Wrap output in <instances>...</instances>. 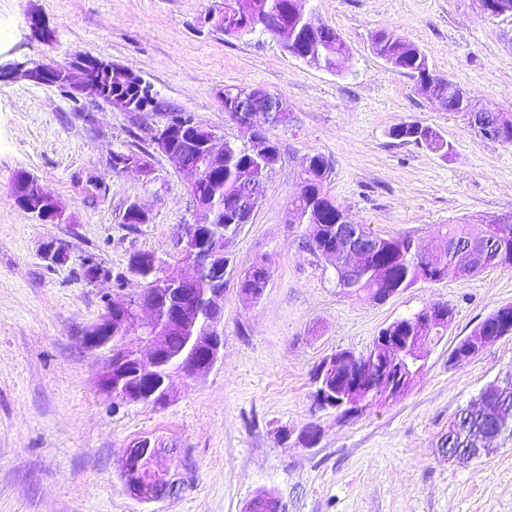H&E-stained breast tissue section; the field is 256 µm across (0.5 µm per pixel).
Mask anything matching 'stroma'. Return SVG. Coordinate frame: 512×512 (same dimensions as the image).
<instances>
[{
  "mask_svg": "<svg viewBox=\"0 0 512 512\" xmlns=\"http://www.w3.org/2000/svg\"><path fill=\"white\" fill-rule=\"evenodd\" d=\"M349 47L328 71L286 53L268 34L229 37L209 24L224 0H0V62L68 67L81 53L140 72L159 112H120L103 100L17 78L0 82V512H246L268 493L287 512H512V444L469 461L449 458L448 424L490 381L512 375V335L475 358L451 361L460 339L512 304V270L416 285L377 302L336 286L332 266L293 223L302 158L322 154L325 190L357 224L384 238L429 245L443 224L512 217V144L483 138L466 116L440 110L412 77L371 51L386 30L416 44L435 74L476 108L512 113V16L490 18L476 0H307ZM41 13L53 44L30 36ZM261 87L292 110L269 127L280 147L251 220L231 246L224 277V348L205 375L172 378L161 405L112 400L98 386L109 360L82 332L141 293L128 274L136 253L179 274L177 240L194 220L187 178L152 141L168 113L184 112L221 140L243 133L224 110L230 86ZM440 131L447 157L392 139L397 124ZM147 157L150 174L113 173V153ZM31 173L72 215L44 224L22 211L10 179ZM148 223L125 224L131 204ZM66 259H48L49 249ZM264 263L260 300L240 276ZM106 277L88 280V264ZM435 302L454 309L445 336L398 398L344 416L314 401L317 365L360 354L395 320ZM320 430L315 447L300 437ZM147 440L155 467L190 469L178 496L156 503L125 488V451Z\"/></svg>",
  "mask_w": 512,
  "mask_h": 512,
  "instance_id": "stroma-1",
  "label": "stroma"
}]
</instances>
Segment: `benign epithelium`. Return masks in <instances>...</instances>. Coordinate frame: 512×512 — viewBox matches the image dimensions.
I'll return each mask as SVG.
<instances>
[{
	"instance_id": "obj_1",
	"label": "benign epithelium",
	"mask_w": 512,
	"mask_h": 512,
	"mask_svg": "<svg viewBox=\"0 0 512 512\" xmlns=\"http://www.w3.org/2000/svg\"><path fill=\"white\" fill-rule=\"evenodd\" d=\"M481 11L486 15L493 13L504 16L512 14V0H476ZM304 22L309 33L318 34L323 25L318 23L313 14L305 13L303 0H292L287 14L276 17L270 22V28L276 33L284 51L292 52L298 43L300 30L298 24ZM30 34L44 44L54 42V31L38 13H31L26 18ZM24 78L35 84H62L72 95H83L103 98L108 95L114 84L134 80L140 84L144 79L128 68L110 60L91 54H79L74 57L70 67L59 72L47 62L39 61L32 66L22 68L0 64V80ZM418 89L434 100L442 110L461 112L466 115L471 125L486 136L499 137L506 130L512 129V114L505 112H485L475 109L466 93L455 88L453 97L443 92L444 78L415 77ZM228 108L235 111L236 123L248 134L249 142L259 151L267 165L272 166L276 161L269 159V153L264 150L265 134L254 127L252 118L258 113L267 115L269 123L283 124L288 122L290 109L280 97L260 88H252L244 96H234L228 101ZM181 141L194 151L208 159L224 156V150L215 147L216 135L207 130L203 134L195 131L177 132L165 123L155 130L153 142L156 148L177 162L186 174L188 187L196 186L201 180V172L185 165V155L172 150L176 141ZM239 183L246 188L244 195L236 200L238 212L250 219L262 195L263 182L256 180L251 172L240 174ZM20 205L30 214L38 216V220L53 224L69 222V217L63 208L47 193L33 195L19 200ZM312 249L334 265L336 279L343 288L347 284L360 282L369 274L370 259L377 250L378 236L368 230L345 221L336 225V241L327 243L322 238L310 237ZM180 252L183 259L189 262L194 270L190 278H182L168 273V262L153 254H138L131 260L130 274L134 278L146 281L144 290L137 297L117 305L110 303L107 313L96 323L83 331L84 344L92 351H103L110 358L108 370L103 374L100 385L107 394L115 393L124 402H138L141 396L137 390L126 386L130 377L151 378L158 367V362L164 348L165 337L149 335L151 321L139 318L141 308L147 306L151 310L158 309V295L174 292L184 300V306L179 307L168 317V326L173 331L188 330L196 323L197 312L195 298L196 289L201 274L221 262L224 258V243L209 250H200L189 246L185 240H180ZM454 257L462 256L465 260L464 274L472 275L494 262L502 259L501 254L489 257L488 253L475 251L473 244H466L450 252ZM224 299V289L219 288L210 293L209 304L215 312V318L210 321L207 329L193 337V346L204 348L201 360L189 361V375L199 377L210 371L218 361L224 347L221 321L223 311L219 301ZM119 315V328L127 334L131 331L140 333L142 341L149 348V354L144 355L138 350L124 346H112L113 328L112 314ZM453 318L448 313V306L432 304L424 310V318L411 336H395L394 330L400 324L396 320L384 328L374 339L368 354L375 357L385 356V352L393 350L400 359L401 374L392 379L385 374L369 376L363 367V355L351 351H339L323 360L318 365L317 374L323 376L333 372L340 373L341 383L332 389L327 384L316 388V399L320 405L334 408L345 416H352L362 410L363 403L369 398L390 399L404 394L413 380V375L422 370L426 359V348L435 337L429 335V329L447 330ZM512 330L505 328L499 335H489L479 329L456 343L454 359L462 360L477 356L486 346L496 342ZM158 449L151 447L148 442H138L128 449L124 462V476L127 492L142 502H157L177 496L184 485L174 482L164 470L154 468L153 462Z\"/></svg>"
}]
</instances>
